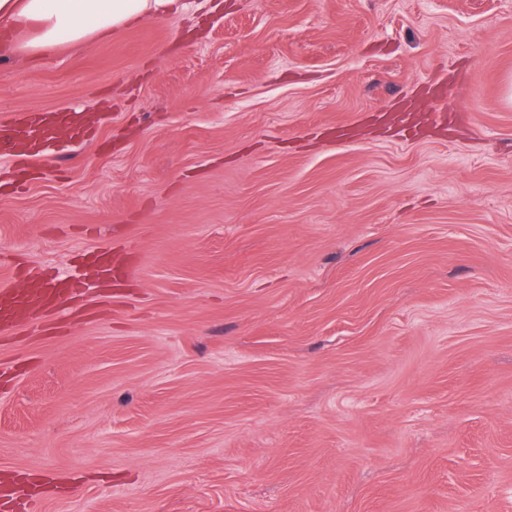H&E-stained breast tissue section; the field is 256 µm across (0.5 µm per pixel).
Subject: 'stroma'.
Returning a JSON list of instances; mask_svg holds the SVG:
<instances>
[{"mask_svg": "<svg viewBox=\"0 0 512 512\" xmlns=\"http://www.w3.org/2000/svg\"><path fill=\"white\" fill-rule=\"evenodd\" d=\"M184 2L0 26L15 512H512V0ZM180 0H0V23L19 33L16 51L36 55L65 42H87L133 19L179 12ZM57 115L52 121L46 122L40 126L33 127L30 117L25 116L20 120V124L1 125V150L10 151L17 144V134L15 131L25 130L30 136L29 145L36 147L41 141H48L55 137L57 126ZM6 143V146H5ZM64 296L58 297L45 288L0 287V323L1 331L6 332L13 325L29 320L48 305H60Z\"/></svg>", "mask_w": 512, "mask_h": 512, "instance_id": "1", "label": "stroma"}]
</instances>
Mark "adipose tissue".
I'll return each instance as SVG.
<instances>
[{
	"instance_id": "ef3b65f1",
	"label": "adipose tissue",
	"mask_w": 512,
	"mask_h": 512,
	"mask_svg": "<svg viewBox=\"0 0 512 512\" xmlns=\"http://www.w3.org/2000/svg\"><path fill=\"white\" fill-rule=\"evenodd\" d=\"M180 9L179 0H0V25L18 32L17 52L36 55Z\"/></svg>"
}]
</instances>
